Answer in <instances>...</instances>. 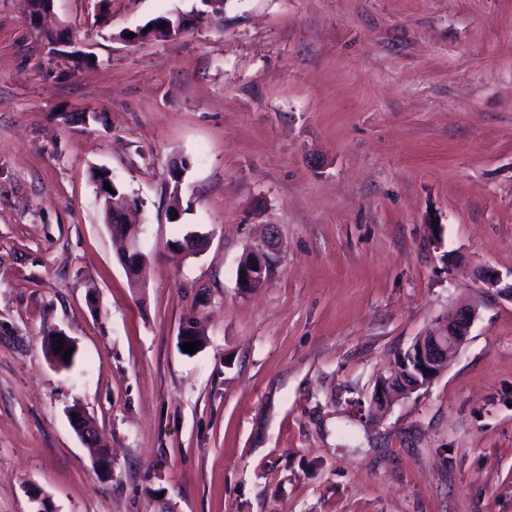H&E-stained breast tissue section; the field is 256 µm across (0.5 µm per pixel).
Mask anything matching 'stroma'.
Listing matches in <instances>:
<instances>
[{
  "label": "stroma",
  "mask_w": 512,
  "mask_h": 512,
  "mask_svg": "<svg viewBox=\"0 0 512 512\" xmlns=\"http://www.w3.org/2000/svg\"><path fill=\"white\" fill-rule=\"evenodd\" d=\"M196 4L54 0L65 48L0 0V512L34 490L55 512H512V299L478 281L512 275V0H224L129 40ZM95 168L142 202L144 289ZM191 231L205 249L173 258ZM460 304L456 359L373 413L381 370ZM273 244L272 236L266 244L256 247L248 252L252 254V271L241 269L237 277L239 288L250 290L261 285L266 279V267L269 265V250ZM72 414L76 415V423H73ZM69 418L75 433L85 445L95 450L101 446L96 423H91L80 408L69 410Z\"/></svg>",
  "instance_id": "obj_1"
}]
</instances>
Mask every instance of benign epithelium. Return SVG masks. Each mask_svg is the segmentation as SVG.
<instances>
[{"label": "benign epithelium", "instance_id": "1", "mask_svg": "<svg viewBox=\"0 0 512 512\" xmlns=\"http://www.w3.org/2000/svg\"><path fill=\"white\" fill-rule=\"evenodd\" d=\"M28 5L27 19L31 27L38 29L41 21L50 12L54 0H26ZM214 15L178 14V25L171 26L173 34L169 39L175 40L192 28L193 25L211 20ZM112 221L115 224L114 236L120 243L119 260L128 277L136 288L146 287L144 268L146 259L140 250L142 225L132 221L131 213L141 206V201L127 193H115L110 199ZM273 241L250 250L252 254V270H241L237 277L240 288L250 290L261 285L266 279V267L269 265V248ZM202 249L200 238L186 236V240L173 246L171 253L185 258L196 255ZM485 288L512 297V283L503 284L502 275L493 268H485L479 273ZM476 309L460 307L448 313L442 329L435 335L418 336L406 349L394 358V364L387 375L380 378L372 396V405L381 408L392 399L408 395L429 385L447 367L467 340L476 320ZM69 414L76 415L73 429L79 439L90 448L100 446L97 425L87 421L84 412L72 409Z\"/></svg>", "mask_w": 512, "mask_h": 512}]
</instances>
